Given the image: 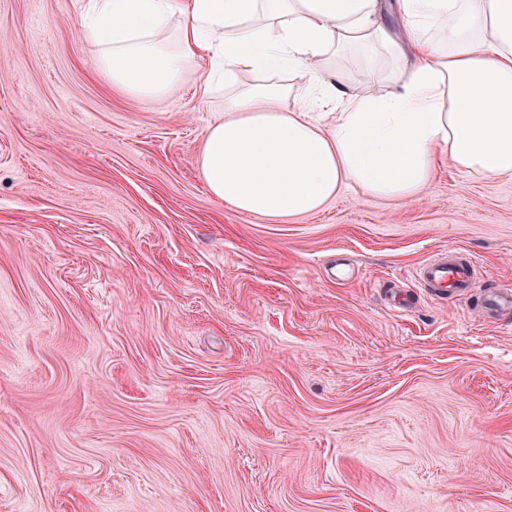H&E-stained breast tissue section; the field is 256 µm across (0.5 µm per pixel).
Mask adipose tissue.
<instances>
[{
  "instance_id": "1",
  "label": "adipose tissue",
  "mask_w": 512,
  "mask_h": 512,
  "mask_svg": "<svg viewBox=\"0 0 512 512\" xmlns=\"http://www.w3.org/2000/svg\"><path fill=\"white\" fill-rule=\"evenodd\" d=\"M99 70L132 98L173 97L224 79V115L206 129L197 168L232 210L281 220L322 209L343 188L415 200L434 159L465 174L512 179V0H78ZM347 49L384 92L351 91L329 67ZM252 73L240 81L241 73ZM315 95L296 102L294 82Z\"/></svg>"
}]
</instances>
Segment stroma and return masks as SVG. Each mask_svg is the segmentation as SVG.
<instances>
[{
	"mask_svg": "<svg viewBox=\"0 0 512 512\" xmlns=\"http://www.w3.org/2000/svg\"><path fill=\"white\" fill-rule=\"evenodd\" d=\"M75 0H0V512H512V180L440 160L273 221L196 166L223 89L114 92ZM417 277L420 285L432 295L443 297L466 296L474 287V270L471 265L456 258L448 250L419 265ZM481 311L494 312L512 308L511 288H492L482 291Z\"/></svg>",
	"mask_w": 512,
	"mask_h": 512,
	"instance_id": "1",
	"label": "stroma"
}]
</instances>
